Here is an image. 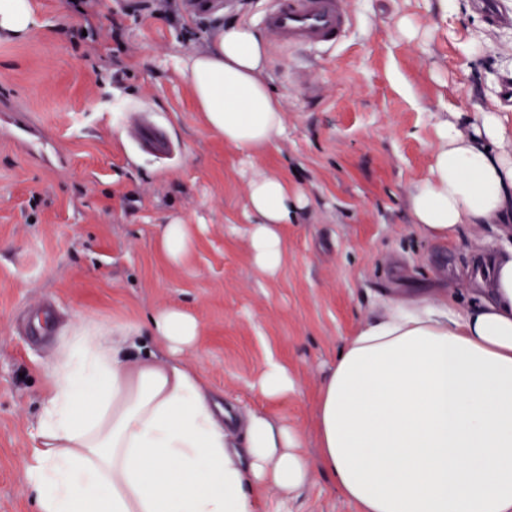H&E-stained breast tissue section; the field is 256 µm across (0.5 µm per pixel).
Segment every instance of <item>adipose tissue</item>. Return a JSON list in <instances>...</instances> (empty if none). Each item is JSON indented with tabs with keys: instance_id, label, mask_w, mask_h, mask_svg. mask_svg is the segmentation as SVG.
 I'll return each instance as SVG.
<instances>
[{
	"instance_id": "adipose-tissue-1",
	"label": "adipose tissue",
	"mask_w": 512,
	"mask_h": 512,
	"mask_svg": "<svg viewBox=\"0 0 512 512\" xmlns=\"http://www.w3.org/2000/svg\"><path fill=\"white\" fill-rule=\"evenodd\" d=\"M209 37L178 62L208 128L256 154L282 135L285 116L269 84L257 30L206 13ZM502 101L472 134L461 113L439 120L428 177L408 213L428 238L459 240L474 225L497 238L472 277L471 300L428 292L391 297L340 345L315 401L316 460L304 435L266 411L221 406L199 368L182 352L199 322L171 306L146 322L84 318L57 338L49 386L24 460L35 512H256V490L292 496L315 475L329 479L355 512H379L351 491L330 450L329 393L356 348L379 346L419 329L455 336L512 360V130ZM305 204L286 177L252 181L247 203L251 257L276 276L285 260L281 227Z\"/></svg>"
}]
</instances>
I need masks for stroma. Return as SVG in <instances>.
I'll return each instance as SVG.
<instances>
[{"instance_id":"1","label":"stroma","mask_w":512,"mask_h":512,"mask_svg":"<svg viewBox=\"0 0 512 512\" xmlns=\"http://www.w3.org/2000/svg\"><path fill=\"white\" fill-rule=\"evenodd\" d=\"M32 5L36 26L0 41V512H34L23 459L55 346L32 333L47 305L56 329L169 306L192 314L201 336L186 363L226 399L300 430L315 455L316 391L373 303L447 286L468 303L472 249L419 235L407 200L429 173L437 122L468 113V134L492 107L512 67V21L489 25L475 0L448 17L434 0H345L354 26L338 48L265 38L285 130L254 156L204 124L177 68L210 34L184 0H99L87 18L73 0ZM138 120L165 128L173 152H140ZM257 176L287 177L307 198L283 227L274 280L246 232ZM171 223L193 227L176 264L157 244ZM270 353L297 384L273 402L252 387ZM290 509L352 512L323 478Z\"/></svg>"}]
</instances>
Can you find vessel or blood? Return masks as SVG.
Wrapping results in <instances>:
<instances>
[{
	"mask_svg": "<svg viewBox=\"0 0 512 512\" xmlns=\"http://www.w3.org/2000/svg\"><path fill=\"white\" fill-rule=\"evenodd\" d=\"M262 24L277 45L288 49L308 46L331 48L345 38L351 17L344 9V0H266ZM135 139L143 152L162 154L171 146L164 128L140 124Z\"/></svg>",
	"mask_w": 512,
	"mask_h": 512,
	"instance_id": "obj_1",
	"label": "vessel or blood"
}]
</instances>
